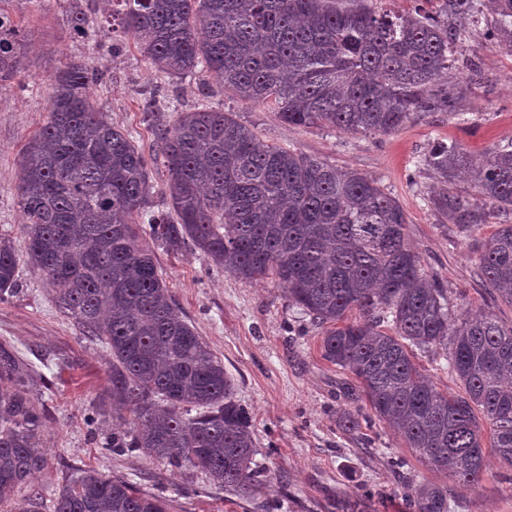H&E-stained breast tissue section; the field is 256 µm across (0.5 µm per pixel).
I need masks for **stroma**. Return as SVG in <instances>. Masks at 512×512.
Returning a JSON list of instances; mask_svg holds the SVG:
<instances>
[{
    "mask_svg": "<svg viewBox=\"0 0 512 512\" xmlns=\"http://www.w3.org/2000/svg\"><path fill=\"white\" fill-rule=\"evenodd\" d=\"M89 24L88 38L70 26L72 3ZM105 0H21L14 18L29 44L26 68L0 85V232L19 236L24 222L16 204L19 153L48 119L47 75L71 60L97 69L102 80L92 92L116 127L130 133L151 155L154 136L141 121L142 94L160 83L133 40L114 39L103 17ZM488 12L463 31L460 59L475 60L480 74L463 89L456 114L435 112L413 119L390 135L348 134L332 129L291 127L273 105H249L231 91L203 98V75L179 81L180 108L201 103L235 113L264 143L319 157L359 171L402 204L411 243L426 268L451 290L458 307L493 314L512 324V304L493 296L478 269V250L492 226L463 234L443 221L430 204L441 185L422 163L430 143H460L474 158L512 141V51L489 37ZM157 261L172 300L184 319L222 360L236 383V399L254 426L256 463L268 482L260 499L268 512H417L413 489L431 483L448 489V512H512V469L488 456L478 487L449 481L421 461L380 422L349 435L336 427V413L364 402L356 380L321 357V330L266 278L245 283L198 253L158 252ZM0 342H8L50 381L45 454L48 470L34 484L52 496L68 466L121 474L146 492H164L172 512H254L252 503L214 489L203 496L181 495L200 485L203 471L174 470L137 456L101 450L85 424L88 404L108 386L105 349L88 340L56 306L50 285L23 266L21 285L0 303Z\"/></svg>",
    "mask_w": 512,
    "mask_h": 512,
    "instance_id": "obj_1",
    "label": "stroma"
}]
</instances>
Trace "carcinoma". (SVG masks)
<instances>
[{
	"label": "carcinoma",
	"mask_w": 512,
	"mask_h": 512,
	"mask_svg": "<svg viewBox=\"0 0 512 512\" xmlns=\"http://www.w3.org/2000/svg\"><path fill=\"white\" fill-rule=\"evenodd\" d=\"M0 0V83L25 69L27 39ZM487 33L512 47V0H487ZM112 31L132 38L163 77L204 72L290 126L392 134L419 112L456 111L452 48L475 0L377 13L365 0H108ZM100 74L71 62L49 75V120L22 148L17 205L24 251L58 307L107 350V400L85 416L114 455L174 469L252 498L267 482L254 462L250 413L224 363L179 317L155 248L194 250L236 278L272 277L322 329V357L349 371L378 421L455 482L476 487L486 452L512 468V324L458 314L447 288L408 240L401 203L367 176L268 145L232 113L180 110L149 90L142 122L169 173L167 209L152 210L148 161L92 94ZM175 112L169 123L165 113ZM424 165L443 183L471 173L479 199L446 191L434 210L461 232L512 212V145L473 165L437 140ZM145 214L140 226L135 216ZM16 239L0 233V302L19 287ZM481 276L512 304V224L478 255ZM388 323L389 331L381 329ZM445 351L462 392L425 379L413 349ZM48 386L0 342V506L44 512L32 482L47 467ZM343 411L336 428L361 429ZM448 488L420 484L418 512H448ZM51 512H171L170 500L126 477L70 468Z\"/></svg>",
	"instance_id": "obj_1"
}]
</instances>
